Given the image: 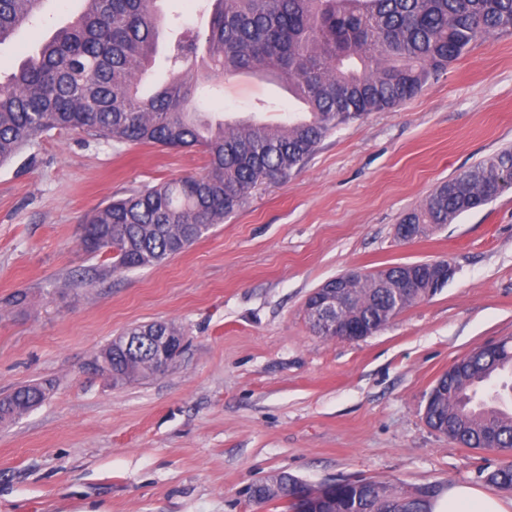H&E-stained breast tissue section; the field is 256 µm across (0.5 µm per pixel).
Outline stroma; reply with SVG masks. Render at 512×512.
I'll return each instance as SVG.
<instances>
[{
	"mask_svg": "<svg viewBox=\"0 0 512 512\" xmlns=\"http://www.w3.org/2000/svg\"><path fill=\"white\" fill-rule=\"evenodd\" d=\"M81 0L0 43V82L72 21ZM213 118L294 103L248 72L199 96ZM512 147V34L492 35L392 112L336 129L286 180L162 264L91 276L84 216L112 199L201 173L199 149L51 130L0 165V393L52 381L0 424V512H286L247 489L278 471L310 485L364 479L399 491L489 486L512 453L430 428L427 393L458 359L512 339V188L413 244L394 228L441 183ZM448 261L452 278L360 341L313 332L305 301L357 269ZM24 307L9 306L15 292ZM178 325L168 372L115 385L88 370L113 336Z\"/></svg>",
	"mask_w": 512,
	"mask_h": 512,
	"instance_id": "1",
	"label": "stroma"
}]
</instances>
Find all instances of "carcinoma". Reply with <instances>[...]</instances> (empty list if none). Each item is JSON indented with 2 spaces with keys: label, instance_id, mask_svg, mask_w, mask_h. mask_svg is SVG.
Instances as JSON below:
<instances>
[{
  "label": "carcinoma",
  "instance_id": "1",
  "mask_svg": "<svg viewBox=\"0 0 512 512\" xmlns=\"http://www.w3.org/2000/svg\"><path fill=\"white\" fill-rule=\"evenodd\" d=\"M46 0H0V42L39 16ZM207 33L187 29L166 61L169 75L142 92L158 54V0H84L77 18L25 57L0 86V163L42 134L59 129L166 149L198 148L203 172L146 187L84 218L82 248L108 262L93 277L145 268L172 258L242 208L252 190L285 180L338 126L392 110L416 96L473 44L512 33V0H211ZM247 71L288 87L305 112L280 125L255 118L233 125L203 118L198 87ZM512 149L488 156L441 183L404 224L419 236L452 223L509 188ZM427 297L416 288L389 306V289L373 278L353 291L350 318L378 332ZM150 349L124 353L121 336L93 356L112 365L115 384L156 374ZM448 394L428 411L429 423L469 448L512 451V341L480 347L452 364ZM50 382L0 395V424L42 404ZM512 492V464L483 476ZM440 487L404 496L385 483H338L301 504L295 476L268 475L250 488L258 502L285 501L289 512H431Z\"/></svg>",
  "mask_w": 512,
  "mask_h": 512
}]
</instances>
